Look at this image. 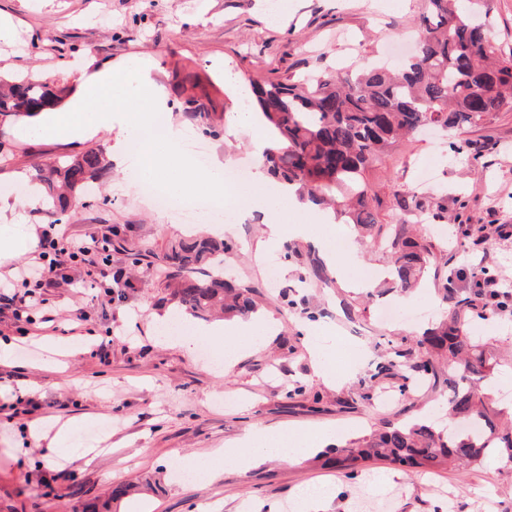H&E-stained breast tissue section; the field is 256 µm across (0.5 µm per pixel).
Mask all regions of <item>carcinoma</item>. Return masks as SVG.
<instances>
[{
	"mask_svg": "<svg viewBox=\"0 0 512 512\" xmlns=\"http://www.w3.org/2000/svg\"><path fill=\"white\" fill-rule=\"evenodd\" d=\"M480 0H424L417 51L397 72L368 66L352 73L311 74L294 82L248 80L255 107L270 138L265 150L268 172L298 187L317 204L338 206L359 232L376 227L367 206L365 174L401 137L429 127L464 128L512 109V54L499 53L487 37L489 15L479 17ZM194 74L177 84L185 110L210 132V112ZM68 89L29 74L0 76V116L15 121L59 105ZM112 176L102 150L90 148L73 159L37 168L49 209L78 206L93 183ZM386 247L390 273L408 290L422 277L430 247L394 228ZM232 245L209 236H190L172 245L166 256L167 281L181 313L209 320L219 309L226 317H247L255 310L251 287L224 278V252ZM427 359L419 368L436 375L435 362L448 359V416L463 427L438 430L422 420L387 423L382 429L336 448L345 469L371 458L394 465L431 468L453 461L479 464L498 448L512 461V423L502 424L481 387L487 364L486 342L469 334L454 312L450 322L420 341ZM484 434L473 436L472 424Z\"/></svg>",
	"mask_w": 512,
	"mask_h": 512,
	"instance_id": "1",
	"label": "carcinoma"
}]
</instances>
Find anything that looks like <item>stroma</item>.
<instances>
[{"instance_id":"stroma-1","label":"stroma","mask_w":512,"mask_h":512,"mask_svg":"<svg viewBox=\"0 0 512 512\" xmlns=\"http://www.w3.org/2000/svg\"><path fill=\"white\" fill-rule=\"evenodd\" d=\"M279 0H0L13 28L0 41V75L37 73L73 85L85 51L99 67L134 60L158 65L155 81L167 99L169 124L198 132L211 158L253 165V131L230 126L239 111L237 77L299 79L373 62L395 63L410 51L419 27L417 0H294L278 22ZM197 75L209 93L212 133L201 132L172 87L176 74ZM0 137V181L32 177L36 167L86 151L108 149L107 134L90 144L46 135L21 137L17 125ZM434 180L423 183L422 165ZM368 197L384 230L412 225L432 254L412 298L386 279L389 258L369 239H356L358 264L331 269L316 247L284 237L258 250L266 222L254 211L236 224L224 267L253 287L259 309L280 322L274 336L242 349L231 370L220 341L201 337L192 351L161 335L156 316H174L162 270L172 244L189 232L208 234V221L182 224L140 196L120 170L88 195L69 220L47 208L17 205L35 232L57 224L66 236L107 235L120 283H102L94 267L56 264L55 285L43 288V312L15 316L0 304V512H287L308 484L335 485L328 512H512V467L481 464L428 473L394 471L385 461L350 472L323 446L302 464L266 459L248 469L213 461L254 426L272 433L332 429L336 443L361 438L386 422L432 416L446 407L443 384L421 380L417 339L474 298L486 278L512 274V109L472 127L431 130L402 141L368 174ZM406 206H397V199ZM289 273L269 279L270 260ZM377 288L357 287L363 276ZM306 321L343 382L315 375ZM471 335L488 342L497 363L485 381L499 410L512 390V314H468ZM73 422L68 449L86 435L111 433L112 448L93 461H70L39 446L33 423ZM197 467L194 481L180 477ZM396 472L377 489L374 475Z\"/></svg>"}]
</instances>
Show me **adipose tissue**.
<instances>
[{
  "label": "adipose tissue",
  "instance_id": "adipose-tissue-1",
  "mask_svg": "<svg viewBox=\"0 0 512 512\" xmlns=\"http://www.w3.org/2000/svg\"><path fill=\"white\" fill-rule=\"evenodd\" d=\"M154 66L145 61H132L115 71L97 68L92 53H85L84 64L79 70L78 84L61 107L45 109L26 119L21 125L23 134H43L66 142L85 141L99 133L120 129L121 134L109 147V155L119 158L125 173L133 180L152 179L167 188L178 198H187L200 190L223 203L244 201L263 207L271 216L264 233L268 242L279 241L286 234L309 236L328 259H341L346 265L356 261L353 247L337 249L329 229L334 226L331 211L308 213L307 223L285 225L276 215L283 206H297L295 187L274 182L265 165L264 151L269 145L265 135H257L253 142L254 172L250 190H242L224 180L223 163H214L208 170H196L192 162L178 151L179 131L169 128L164 149L144 143L141 155L126 153L128 136L145 133L156 110L164 108L165 98L159 93L153 79ZM278 322L265 314L248 319L216 321L197 328L194 334L183 338V347H191L197 337L224 338L228 352L226 366H233L235 348L248 346L256 338L276 335ZM329 429L308 435H274L260 427H253L225 449L224 461L241 468H248L269 457H281L298 464L309 458L319 445L328 443Z\"/></svg>",
  "mask_w": 512,
  "mask_h": 512
}]
</instances>
